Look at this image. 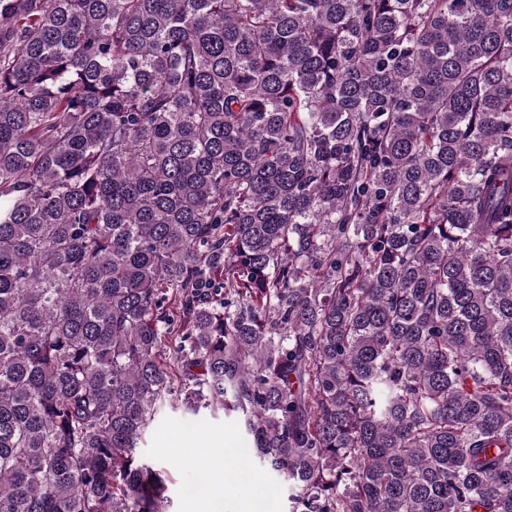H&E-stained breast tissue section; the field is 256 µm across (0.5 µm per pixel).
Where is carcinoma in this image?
Here are the masks:
<instances>
[{
  "instance_id": "cac0c4a2",
  "label": "carcinoma",
  "mask_w": 512,
  "mask_h": 512,
  "mask_svg": "<svg viewBox=\"0 0 512 512\" xmlns=\"http://www.w3.org/2000/svg\"><path fill=\"white\" fill-rule=\"evenodd\" d=\"M167 406L512 512V0H0V512H163Z\"/></svg>"
}]
</instances>
